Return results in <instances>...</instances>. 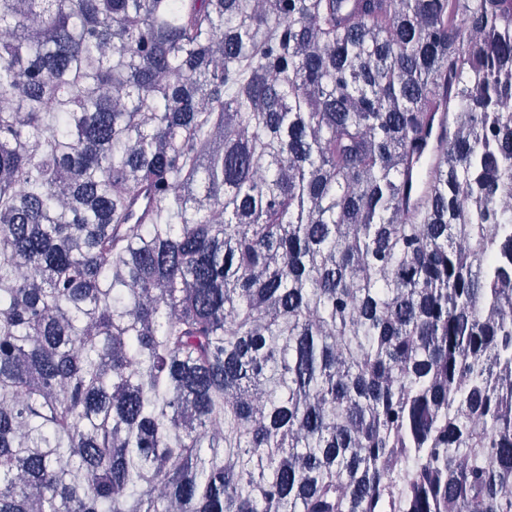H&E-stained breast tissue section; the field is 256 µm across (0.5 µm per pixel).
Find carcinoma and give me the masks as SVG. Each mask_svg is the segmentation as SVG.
Segmentation results:
<instances>
[{
    "mask_svg": "<svg viewBox=\"0 0 512 512\" xmlns=\"http://www.w3.org/2000/svg\"><path fill=\"white\" fill-rule=\"evenodd\" d=\"M1 32L0 512H512V0ZM448 94V89L444 85L439 91L437 106L430 114L431 134L434 129V137L430 144L426 142L420 152L419 160L421 159L422 163L432 165L439 159L441 136L448 130Z\"/></svg>",
    "mask_w": 512,
    "mask_h": 512,
    "instance_id": "carcinoma-1",
    "label": "carcinoma"
}]
</instances>
